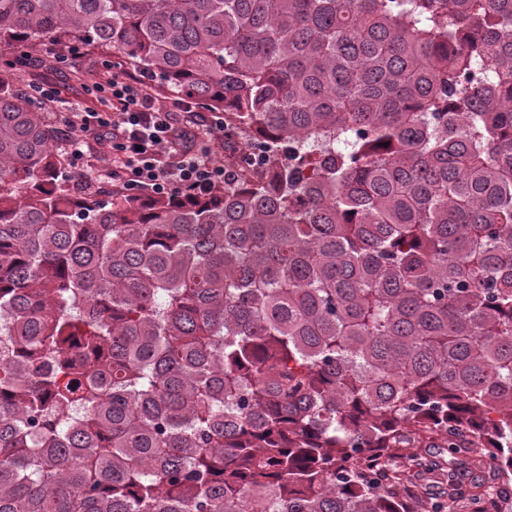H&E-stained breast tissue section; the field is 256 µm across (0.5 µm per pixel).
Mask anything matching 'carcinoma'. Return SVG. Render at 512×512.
I'll return each instance as SVG.
<instances>
[{
  "mask_svg": "<svg viewBox=\"0 0 512 512\" xmlns=\"http://www.w3.org/2000/svg\"><path fill=\"white\" fill-rule=\"evenodd\" d=\"M224 112L206 197L75 195L0 60V512H426L512 481V0H0ZM388 146H383V143ZM399 466L401 470H404L406 474L411 476V478L415 479L417 482L423 484L426 488V492L428 497L432 498H444L446 501L448 500V485L444 483L428 481L418 475L421 473L420 468L415 466V463L412 460L408 459H400Z\"/></svg>",
  "mask_w": 512,
  "mask_h": 512,
  "instance_id": "obj_1",
  "label": "carcinoma"
}]
</instances>
